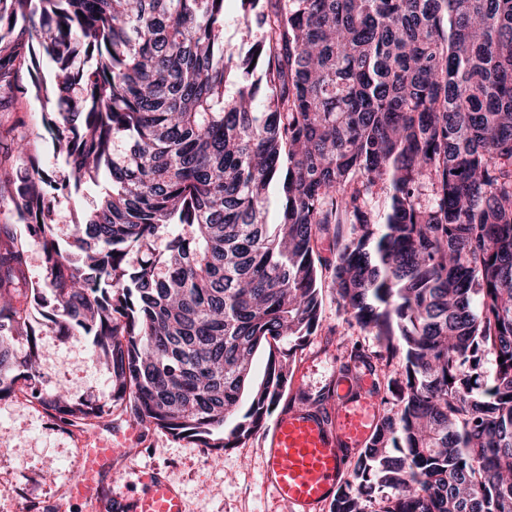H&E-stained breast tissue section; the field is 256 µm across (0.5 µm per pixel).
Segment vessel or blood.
Segmentation results:
<instances>
[{"label": "vessel or blood", "mask_w": 512, "mask_h": 512, "mask_svg": "<svg viewBox=\"0 0 512 512\" xmlns=\"http://www.w3.org/2000/svg\"><path fill=\"white\" fill-rule=\"evenodd\" d=\"M372 387L367 376H340L332 411L297 405L275 419L264 479L291 512H319L339 485L347 457L373 436L378 420ZM115 438L116 446L82 449L83 476L70 483L72 498L111 505L116 512H184L180 492L157 468L133 469L131 495H118L104 483L124 455L125 433L116 432Z\"/></svg>", "instance_id": "vessel-or-blood-1"}]
</instances>
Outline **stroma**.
I'll return each instance as SVG.
<instances>
[{"mask_svg":"<svg viewBox=\"0 0 512 512\" xmlns=\"http://www.w3.org/2000/svg\"><path fill=\"white\" fill-rule=\"evenodd\" d=\"M43 104L31 95L0 99V157H16L19 137L30 139L55 175L66 169L41 127ZM322 321L317 336L299 350L289 392L304 390L313 397L325 392L328 380L353 346L373 353L372 334L351 323L332 284L336 250L329 241L319 246ZM85 336H62L46 330L40 340L42 386L64 387L74 395L101 400L111 387L105 365L89 357ZM96 429L80 433L48 414L31 397L0 401V512H89L86 504L69 500L67 485L81 470L80 450L96 438ZM265 432L241 447L219 453L160 432H149L134 444L132 467H159L183 491L186 512H290L262 481Z\"/></svg>","mask_w":512,"mask_h":512,"instance_id":"obj_1","label":"stroma"}]
</instances>
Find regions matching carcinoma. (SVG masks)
Segmentation results:
<instances>
[{
    "label": "carcinoma",
    "mask_w": 512,
    "mask_h": 512,
    "mask_svg": "<svg viewBox=\"0 0 512 512\" xmlns=\"http://www.w3.org/2000/svg\"><path fill=\"white\" fill-rule=\"evenodd\" d=\"M224 2L0 0V84L45 103L67 167L23 139L0 163L45 267L27 281L0 236V400L236 448L317 335L327 239L345 311L404 368L330 512H512V0H239L244 53ZM102 181L59 239L56 207ZM45 327L92 339L106 401L40 388ZM241 24L242 12L238 2H227L224 13V40L226 42L233 43L240 38Z\"/></svg>",
    "instance_id": "cac0c4a2"
}]
</instances>
